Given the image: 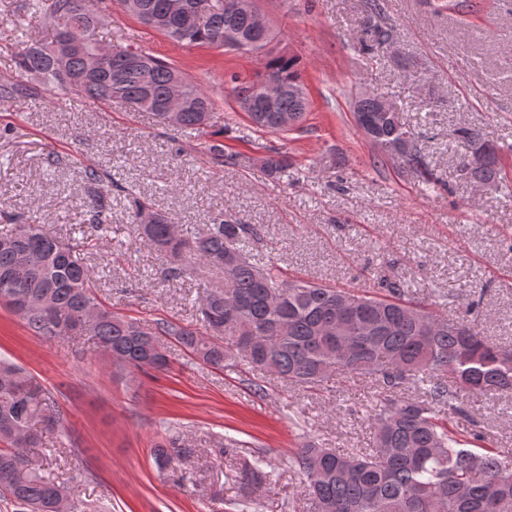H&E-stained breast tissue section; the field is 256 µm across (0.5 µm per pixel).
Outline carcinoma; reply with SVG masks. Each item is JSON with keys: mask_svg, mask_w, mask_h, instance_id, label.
<instances>
[{"mask_svg": "<svg viewBox=\"0 0 512 512\" xmlns=\"http://www.w3.org/2000/svg\"><path fill=\"white\" fill-rule=\"evenodd\" d=\"M131 15L152 17L153 29L188 46L222 48L224 38L253 31L251 17L232 10V0H186L188 11L171 15L168 0H133ZM22 9L45 27L67 18L85 27L100 16L97 0H25ZM372 52L386 46L390 32L373 27ZM53 41L30 37L15 54V74L0 77V99L24 97L36 87L74 93L98 103L122 101L175 129H197L209 123L215 100L173 64L149 56L144 65L119 58L101 71H89L84 56L60 60ZM266 58L262 77L232 88L235 97L258 99L249 114L254 127L274 133V112L309 109L307 88L294 56L253 48ZM182 77L183 106L174 121L159 105L169 96L174 77ZM275 79L302 94L287 93L268 105L260 84ZM383 100L366 93L356 102L357 125L381 153L396 157L408 169L428 177L418 136L401 121L397 108L380 111ZM454 135L467 144L461 172L476 184L503 186L512 181L499 151L474 128L461 126ZM271 174L288 170V157L263 161ZM87 180L99 185L88 203L90 227L109 221L112 188L95 169ZM145 203L135 201L137 234L179 263L192 260L197 269L231 267L224 287L205 296L200 311L205 331L162 321L128 318L102 305L94 293V273L84 262L85 241L65 242L48 225L5 224L0 228V302L21 317L34 333L56 339L91 336L112 363L136 371L168 365L161 337L172 336L192 355L216 367L243 357L260 372L291 385L316 389L337 374L368 376L382 398L372 415V448L345 451L309 444L294 453L292 464L309 492L310 512H512V451L480 445L482 437L462 439L448 428L440 412H461L464 396L512 391V349L491 342L467 321L426 308L408 298L397 281L383 279L378 291L332 288L302 277H290L275 262L258 264L248 247L261 240V229L224 216L202 229L179 228L159 213L146 223ZM413 386L419 393L403 396ZM64 424L62 411L47 389L17 364L0 360V498L19 512H108L104 502L74 497L69 484L45 477L29 449L38 447V425ZM155 462L167 466L190 451L173 436L153 450ZM257 455L240 479L255 487L268 477Z\"/></svg>", "mask_w": 512, "mask_h": 512, "instance_id": "cac0c4a2", "label": "carcinoma"}]
</instances>
